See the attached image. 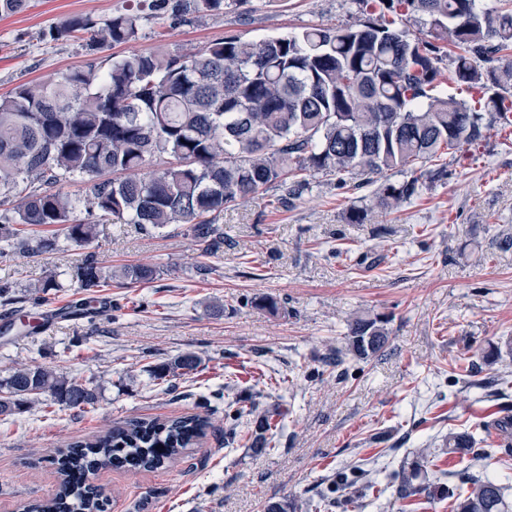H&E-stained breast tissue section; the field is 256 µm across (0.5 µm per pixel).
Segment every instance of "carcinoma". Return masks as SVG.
<instances>
[{
  "label": "carcinoma",
  "instance_id": "carcinoma-1",
  "mask_svg": "<svg viewBox=\"0 0 512 512\" xmlns=\"http://www.w3.org/2000/svg\"><path fill=\"white\" fill-rule=\"evenodd\" d=\"M239 0H135V6L98 23L74 15L42 39L85 38L84 66L56 80L22 84L0 98V253L42 255L59 248V236L77 247L92 244L94 215L146 231L187 224L204 255L224 245V209L277 184L297 196L309 177L326 174L356 187L388 171L405 174L382 183L377 204L396 210L421 195L422 177L438 180V161L474 145L495 124L512 127V0L479 10L476 0H356L365 18L351 25H309L297 33L243 41L226 35L195 53L156 50L97 61L101 45L139 38L146 16L175 24L219 14ZM418 17L434 40L407 27ZM468 98L460 97L462 92ZM90 183L85 211L62 185ZM23 226L57 227L51 235ZM149 265L118 274L88 256L69 272L70 285L95 301L116 277L123 285L154 279ZM63 287L49 274L29 284L30 294ZM383 315L349 324L336 365L365 359L389 340ZM188 352L151 370L154 379L195 371ZM50 398L69 409L98 402L94 388L50 367L20 365L0 377V416ZM206 417L130 419L59 451L63 476L57 493L28 512H103L88 476L103 468L166 467L205 434ZM279 425L269 415L245 435L232 423L228 440L255 453L274 449ZM472 433H448V453L472 448ZM392 473L397 499L426 490L423 459ZM453 512H512L495 477L466 476Z\"/></svg>",
  "mask_w": 512,
  "mask_h": 512
}]
</instances>
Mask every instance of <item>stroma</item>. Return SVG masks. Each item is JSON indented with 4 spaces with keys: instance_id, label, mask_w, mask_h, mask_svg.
<instances>
[{
    "instance_id": "1",
    "label": "stroma",
    "mask_w": 512,
    "mask_h": 512,
    "mask_svg": "<svg viewBox=\"0 0 512 512\" xmlns=\"http://www.w3.org/2000/svg\"><path fill=\"white\" fill-rule=\"evenodd\" d=\"M130 0H26L0 17V97L83 66V40L40 41V34L82 14L104 21ZM353 0H247L190 24L140 22L136 43L104 45L113 54L192 53L227 34L246 41L353 22ZM448 174L394 212L376 205L375 186L354 188L316 175L294 199L272 187L225 208L224 245L201 256L187 225L149 233L136 224L98 225L84 249L61 242L36 257L0 256V376L18 364L51 366L98 387L95 408L46 404L0 416V512L51 497L60 476L56 449L90 438L112 423L200 414L205 436L171 468L103 470L94 482L106 512H263L270 501L317 500L331 490L327 512H398L387 475L414 451L444 445L449 431L471 429L466 457L427 463L432 494L417 512H449L455 470L492 469L512 502V468L496 425L512 418V139L487 132L457 156ZM362 223L350 220L353 210ZM115 269L156 267L155 280L100 288L96 310L80 307L73 287L31 300L25 287L47 273L65 274L86 253ZM209 265L200 274V265ZM277 296L283 310L254 306ZM386 314L389 342L365 359L329 365L344 349L350 320ZM185 352L201 365L165 386L147 368ZM471 355L473 374L453 361ZM241 397V422L278 413L277 446L264 454L224 442V398ZM493 452L489 465L484 452ZM365 465L376 492L346 484Z\"/></svg>"
}]
</instances>
